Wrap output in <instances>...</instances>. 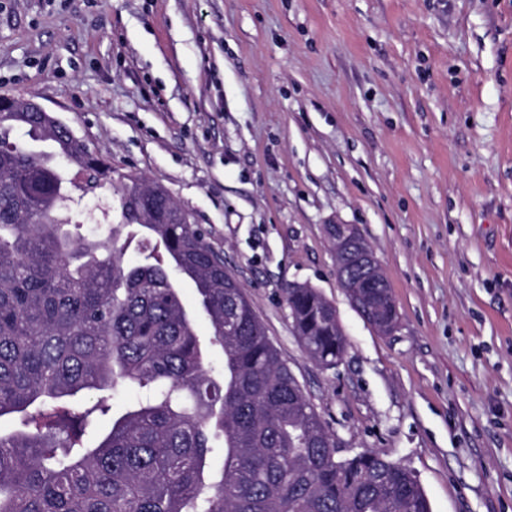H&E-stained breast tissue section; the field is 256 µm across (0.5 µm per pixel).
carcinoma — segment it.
I'll return each instance as SVG.
<instances>
[{
	"label": "carcinoma",
	"instance_id": "obj_1",
	"mask_svg": "<svg viewBox=\"0 0 512 512\" xmlns=\"http://www.w3.org/2000/svg\"><path fill=\"white\" fill-rule=\"evenodd\" d=\"M100 190L120 221L107 209L110 228L89 239L71 204ZM169 201L141 177L114 182L52 117L0 112V420L19 421L0 433V512H432L403 466L337 462L221 256L192 225L153 216ZM284 299L307 356L335 367L346 339L328 300L309 284ZM119 387L134 400L101 429ZM179 288H181V295L183 302L190 311L197 322L199 334L202 336L209 335V324L206 319V316L200 310L197 302L196 292L194 289L193 283L189 279H179L178 281Z\"/></svg>",
	"mask_w": 512,
	"mask_h": 512
}]
</instances>
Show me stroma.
Returning a JSON list of instances; mask_svg holds the SVG:
<instances>
[{
    "instance_id": "stroma-1",
    "label": "stroma",
    "mask_w": 512,
    "mask_h": 512,
    "mask_svg": "<svg viewBox=\"0 0 512 512\" xmlns=\"http://www.w3.org/2000/svg\"><path fill=\"white\" fill-rule=\"evenodd\" d=\"M164 186L224 257L339 456L432 512H512V0H0V96ZM356 225L400 322L336 280ZM346 335L301 348L287 284ZM294 285L301 284H288V288H284V299L295 335L312 361L326 369L334 368L346 349L345 334L337 312L331 314L328 311V300L317 288L309 284L304 288H289Z\"/></svg>"
}]
</instances>
